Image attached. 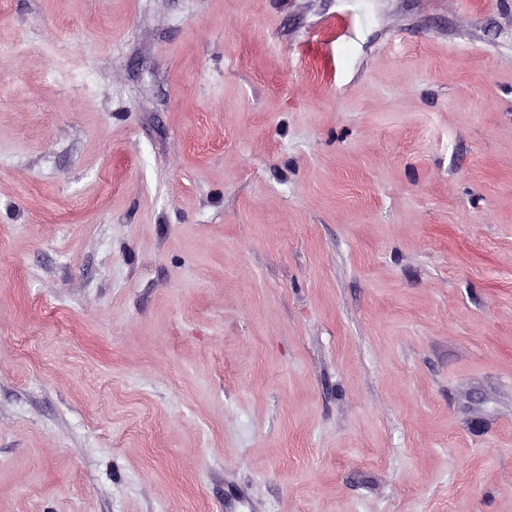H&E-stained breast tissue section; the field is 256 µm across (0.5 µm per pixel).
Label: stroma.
<instances>
[{
    "instance_id": "stroma-1",
    "label": "stroma",
    "mask_w": 512,
    "mask_h": 512,
    "mask_svg": "<svg viewBox=\"0 0 512 512\" xmlns=\"http://www.w3.org/2000/svg\"><path fill=\"white\" fill-rule=\"evenodd\" d=\"M0 512H512V0H0Z\"/></svg>"
}]
</instances>
